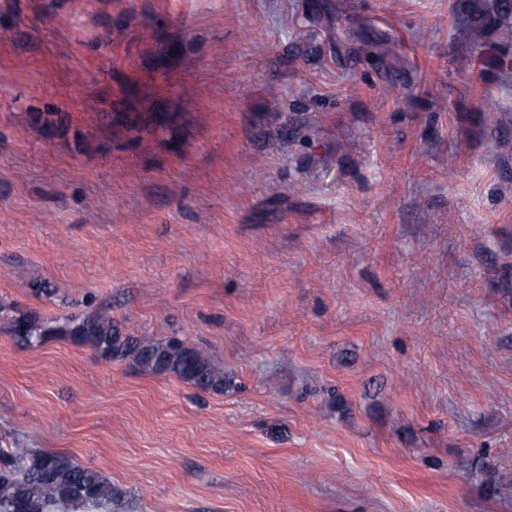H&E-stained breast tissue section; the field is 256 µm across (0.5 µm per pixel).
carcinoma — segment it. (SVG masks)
Instances as JSON below:
<instances>
[{
	"label": "carcinoma",
	"instance_id": "cac0c4a2",
	"mask_svg": "<svg viewBox=\"0 0 512 512\" xmlns=\"http://www.w3.org/2000/svg\"><path fill=\"white\" fill-rule=\"evenodd\" d=\"M457 11L475 41L488 26L512 20V0H458ZM338 37L354 36L366 56L384 61L390 38L370 25L352 33L336 26ZM12 337L28 347L54 337L91 347L109 361L130 360L145 371L170 373L201 391L224 390V372L196 347L180 340L153 341L123 332L112 316L93 313L81 318L45 321L35 314L11 320ZM118 491L100 471L70 458L34 448H0V512H69L71 509H112Z\"/></svg>",
	"mask_w": 512,
	"mask_h": 512
}]
</instances>
